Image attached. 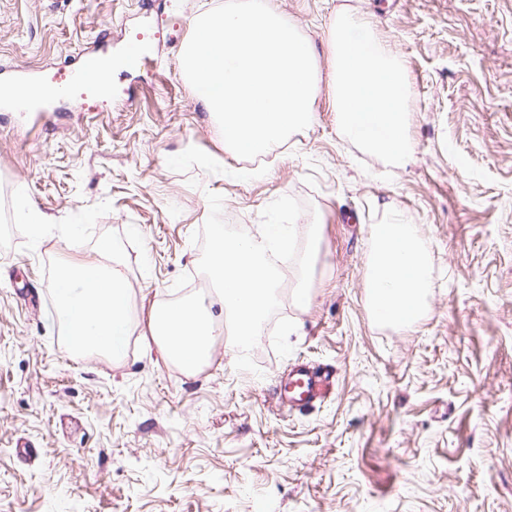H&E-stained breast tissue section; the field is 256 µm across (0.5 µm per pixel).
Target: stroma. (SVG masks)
Here are the masks:
<instances>
[{
    "instance_id": "obj_1",
    "label": "stroma",
    "mask_w": 512,
    "mask_h": 512,
    "mask_svg": "<svg viewBox=\"0 0 512 512\" xmlns=\"http://www.w3.org/2000/svg\"><path fill=\"white\" fill-rule=\"evenodd\" d=\"M222 0H0V81L78 68L144 35L148 59L109 101L43 114L0 106V199L22 188L51 220L110 201L95 234L135 226L122 263L134 312L208 294L226 220L315 224L281 275L249 361L226 343L195 374L148 355L77 357L60 339L44 266L102 263L59 234L0 250V512H512V0H274L333 68L336 13L367 17L408 83L403 163L341 135L321 85L315 123L269 165L245 161L182 73L200 15ZM411 216L432 288L404 331L365 288L384 205ZM148 268H141V260ZM311 300L301 303L299 288ZM336 369L333 396L278 405L297 361Z\"/></svg>"
}]
</instances>
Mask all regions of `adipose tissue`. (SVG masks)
<instances>
[{
	"label": "adipose tissue",
	"mask_w": 512,
	"mask_h": 512,
	"mask_svg": "<svg viewBox=\"0 0 512 512\" xmlns=\"http://www.w3.org/2000/svg\"><path fill=\"white\" fill-rule=\"evenodd\" d=\"M328 38L333 51L332 87L336 126L368 151L401 160L410 150L406 80L392 51L371 23L352 12H338ZM366 273L367 301L385 310L390 323L411 327L421 315L430 286L427 261L415 225L400 213L372 227ZM293 247V225H268L262 241L217 235L210 274L220 287L230 323L215 319L200 303L174 302L150 307L146 346L197 372L223 336L251 344L274 299L277 271L266 258L268 245Z\"/></svg>",
	"instance_id": "1"
}]
</instances>
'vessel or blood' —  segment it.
I'll use <instances>...</instances> for the list:
<instances>
[{
    "label": "vessel or blood",
    "instance_id": "vessel-or-blood-1",
    "mask_svg": "<svg viewBox=\"0 0 512 512\" xmlns=\"http://www.w3.org/2000/svg\"><path fill=\"white\" fill-rule=\"evenodd\" d=\"M145 58L143 47L138 41H130L123 54H91L85 57L78 73L72 77H53L37 80L25 76L14 82V95L18 102L36 106L48 97L69 91L71 86H80L90 91L103 90V74L125 71L137 67ZM336 374L325 367H315L305 362L291 365L281 378L276 391L278 402L291 410L314 407L328 400L334 391Z\"/></svg>",
    "mask_w": 512,
    "mask_h": 512
}]
</instances>
